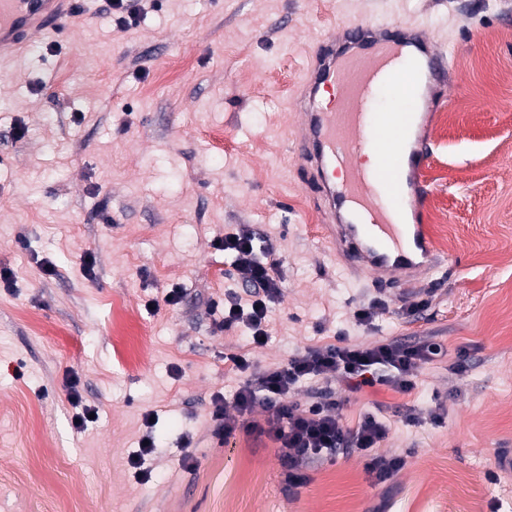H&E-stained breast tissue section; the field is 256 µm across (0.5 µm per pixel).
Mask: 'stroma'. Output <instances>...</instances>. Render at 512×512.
I'll return each mask as SVG.
<instances>
[{
    "label": "stroma",
    "instance_id": "1",
    "mask_svg": "<svg viewBox=\"0 0 512 512\" xmlns=\"http://www.w3.org/2000/svg\"><path fill=\"white\" fill-rule=\"evenodd\" d=\"M106 7L80 0L0 63V512H224L228 484L240 512H459L468 487L474 512H512V469L496 464L512 454V0H138L126 29ZM387 18L438 36L454 78L434 91L423 176L447 263L384 292L321 238L291 102L319 35ZM235 224L283 260L262 347L209 307L242 290L213 246ZM372 300L387 310L360 325ZM341 336L442 346L407 393L296 391L303 405L331 393L350 426L378 411V453L402 469L377 483L341 453L289 482L279 445L232 410L217 441L213 397L237 386L225 351L263 369ZM74 378L98 412L81 432ZM148 433L140 482L128 459Z\"/></svg>",
    "mask_w": 512,
    "mask_h": 512
}]
</instances>
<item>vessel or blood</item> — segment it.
I'll use <instances>...</instances> for the list:
<instances>
[{
	"mask_svg": "<svg viewBox=\"0 0 512 512\" xmlns=\"http://www.w3.org/2000/svg\"><path fill=\"white\" fill-rule=\"evenodd\" d=\"M69 0H0V61L31 47L68 15ZM452 78L447 51L418 25L370 20L343 36L328 32L311 54L299 92L298 153L310 165L325 236L348 267L391 287L438 269L423 222L422 172L430 157L423 135L428 89ZM336 87L338 105L315 104L322 87ZM409 103L383 112V97ZM379 154L383 177L362 165Z\"/></svg>",
	"mask_w": 512,
	"mask_h": 512,
	"instance_id": "1",
	"label": "vessel or blood"
}]
</instances>
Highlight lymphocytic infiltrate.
<instances>
[{"label": "lymphocytic infiltrate", "instance_id": "1", "mask_svg": "<svg viewBox=\"0 0 512 512\" xmlns=\"http://www.w3.org/2000/svg\"><path fill=\"white\" fill-rule=\"evenodd\" d=\"M254 241L248 226L241 224L217 239L215 248L233 256L244 284L243 293H228L221 299V326H246L253 344L259 346L269 334L270 309L281 294L282 257L271 248L257 251ZM441 351V345L430 340L409 346L395 342L352 344L343 339L336 345L297 353L286 364L262 372L253 371L246 355L225 354V364L239 375L240 382L232 398L220 394L214 397V434L222 441L232 436L233 427L224 421L226 410L231 407L246 419L247 430L267 435L284 448L289 468H297L299 460L306 458L357 452L367 457L368 473L376 481H385L406 463L404 457L387 460L377 453L390 431L385 420L369 412L351 427L343 423L336 401L326 399L304 407L294 401L293 394L302 381L328 376L336 377L352 390L385 385L407 392L415 386L420 365L432 361ZM259 402L268 409V417L261 425L250 419Z\"/></svg>", "mask_w": 512, "mask_h": 512}]
</instances>
